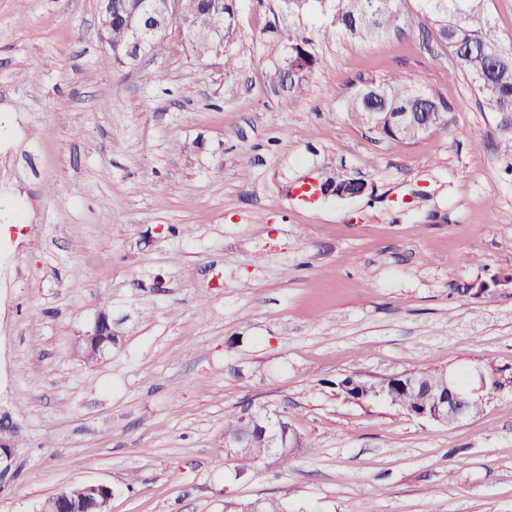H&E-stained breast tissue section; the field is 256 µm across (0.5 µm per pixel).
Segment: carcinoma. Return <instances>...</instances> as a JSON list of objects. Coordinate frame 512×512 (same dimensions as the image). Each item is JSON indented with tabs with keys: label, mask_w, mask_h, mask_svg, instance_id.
Instances as JSON below:
<instances>
[{
	"label": "carcinoma",
	"mask_w": 512,
	"mask_h": 512,
	"mask_svg": "<svg viewBox=\"0 0 512 512\" xmlns=\"http://www.w3.org/2000/svg\"><path fill=\"white\" fill-rule=\"evenodd\" d=\"M146 0H113L111 27L107 46L114 64H127L126 43L135 20ZM279 10L300 18L311 12L319 14L322 29H335L362 42H377L392 27L413 26L414 19L401 14L399 0H279ZM420 9L430 15L451 48L457 69L467 76L483 95L494 112L512 113V44L496 36L485 0H420ZM234 0H196L182 18H168L166 25L176 24L190 36V48L198 58L215 53L212 41L198 36L200 26L224 41L233 33ZM315 34L306 25L288 28L282 46L288 47L283 61L298 62L297 74L290 79L288 92L298 97L306 92L308 81L318 64ZM368 87L379 91L382 98L363 103L354 96L347 107V116L358 125H371L369 113L401 112L421 95L431 102L420 111H441L434 96L421 85L401 77L370 82ZM231 452L240 471L257 461L254 448H233Z\"/></svg>",
	"instance_id": "1"
}]
</instances>
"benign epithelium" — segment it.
<instances>
[{
  "mask_svg": "<svg viewBox=\"0 0 512 512\" xmlns=\"http://www.w3.org/2000/svg\"><path fill=\"white\" fill-rule=\"evenodd\" d=\"M157 29L151 11L143 12L135 23L132 40L129 43L127 54L133 61L148 52L146 36ZM388 118L392 121L399 133L403 134L411 128L420 126V121L433 126L440 123L438 112H390ZM112 327L106 316H101L95 325L79 336L78 341L83 349L84 356L100 357L105 351L112 348ZM403 380L413 390H421L430 386L429 402L414 416L428 419L438 423L455 424L474 416V410L483 400V391L487 390L485 378H480L479 384L472 386L463 384L453 372H442L440 380L431 385L419 372H409L402 375L384 377L378 383L367 380H358L354 376L348 377V388L352 389L356 397L352 401L358 403L384 402L397 406L399 399L393 389V382ZM244 430L238 435L226 439L229 448L266 449V458H276L282 448H298L300 442L297 436H284L287 428L286 416L278 409L267 403H248L242 410ZM9 432V437H0V489L11 484L16 478V444L18 427L6 415L0 416V432ZM57 512H86L83 499L74 496L68 489L63 488L55 495Z\"/></svg>",
  "mask_w": 512,
  "mask_h": 512,
  "instance_id": "1",
  "label": "benign epithelium"
}]
</instances>
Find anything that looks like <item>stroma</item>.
<instances>
[{
  "instance_id": "stroma-1",
  "label": "stroma",
  "mask_w": 512,
  "mask_h": 512,
  "mask_svg": "<svg viewBox=\"0 0 512 512\" xmlns=\"http://www.w3.org/2000/svg\"><path fill=\"white\" fill-rule=\"evenodd\" d=\"M399 8L413 28L374 43L304 16L321 62L289 103L276 0H236L222 54L172 25L128 65L104 62L98 0H0V512L74 483L111 486L108 512H512V123ZM390 76L443 122L403 144L352 124ZM328 176L367 189L295 203ZM103 313L112 349L84 363ZM431 367L493 381L480 412L334 388ZM249 401L286 413L288 467L239 473L224 416ZM8 431L9 437L2 438L1 432ZM18 427L7 415L0 416V489L11 484L16 478V444Z\"/></svg>"
}]
</instances>
